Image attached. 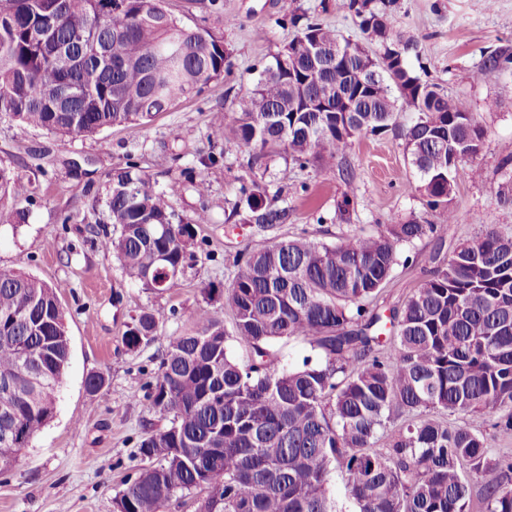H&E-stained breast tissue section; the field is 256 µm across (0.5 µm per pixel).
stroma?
I'll return each instance as SVG.
<instances>
[{"mask_svg": "<svg viewBox=\"0 0 512 512\" xmlns=\"http://www.w3.org/2000/svg\"><path fill=\"white\" fill-rule=\"evenodd\" d=\"M184 25H200L229 45L231 68L200 93L182 98L147 124L67 137L28 127L0 114V162L31 184L29 195L0 213V269L21 271L47 283H63L70 358L54 415L17 463L0 473V512H114L115 496L142 465L139 445L151 420L146 396L155 385L163 339L193 330L199 309L224 322V286L236 254L274 240L308 235L324 243L344 234H374L410 217L430 218L417 192L419 176L406 153L399 113L396 128L354 138L347 153L352 179L340 167H307L269 160L262 181L268 203L288 206V223L260 232L240 223L233 208L240 186L250 181L249 154L224 139L215 123L235 96L256 81L297 31L278 24L285 12L315 14L346 39L359 41L355 19L342 0H164ZM395 31L414 37L410 66L438 83L451 98H465L488 134L474 163H461L452 206L457 218L441 236L400 246L407 264L396 266L379 294L392 306L418 288L457 243L483 226L512 232V206L498 202L512 159V73L488 72L482 52L512 47V0H399L391 16ZM496 109H487L489 101ZM135 164L169 192L183 216L203 213L196 259L176 287L154 291L131 281L103 234L95 233L105 211L114 168ZM482 170L469 175L470 166ZM206 192H198L199 179ZM347 204L348 220L338 208ZM25 212L17 222L16 212ZM167 314L161 338L139 349L124 340L127 324L144 311ZM103 373L104 387L88 393L85 380Z\"/></svg>", "mask_w": 512, "mask_h": 512, "instance_id": "stroma-1", "label": "stroma"}]
</instances>
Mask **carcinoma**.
<instances>
[{"instance_id":"carcinoma-1","label":"carcinoma","mask_w":512,"mask_h":512,"mask_svg":"<svg viewBox=\"0 0 512 512\" xmlns=\"http://www.w3.org/2000/svg\"><path fill=\"white\" fill-rule=\"evenodd\" d=\"M364 41L342 40L315 15L224 113V137L249 166L285 155L330 167L352 140L414 114L403 136L417 190L441 223L411 219L332 244L308 236L234 258L225 286L232 328L207 309L196 330L166 339L149 411L167 421L139 452L148 464L115 497L121 512H163L177 494L207 492L200 512H342L328 477L340 473L355 512H512V234L493 226L457 246L405 301L374 304L412 245L454 221L458 167L487 129L467 100L450 99L414 72L413 40L396 32V0H343ZM512 68V48L483 55ZM231 66L224 40L186 27L163 0H0V113L64 136H87L159 112ZM323 100L326 110L307 102ZM30 185L0 166V207ZM236 208L261 230L288 223L256 180ZM115 235L104 244L147 288L173 287L194 258L199 214L176 213L165 191L135 166L112 173L106 201ZM166 315L143 311L129 348L158 339ZM310 353L285 364L274 342ZM245 350L238 358L231 345ZM70 356L56 286L0 270V470L52 418ZM487 417L493 434L448 418ZM403 422L376 447L387 423ZM480 485L473 495L470 479Z\"/></svg>"}]
</instances>
